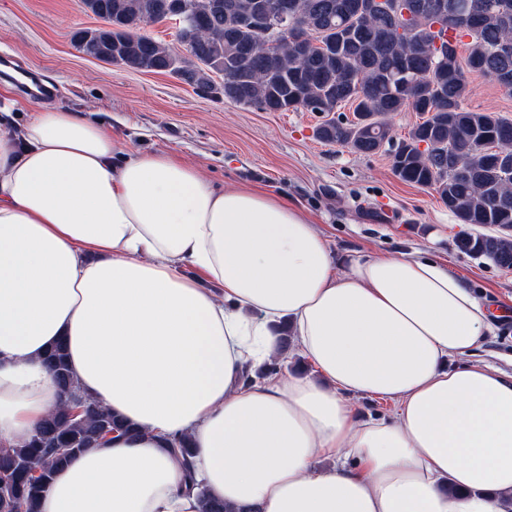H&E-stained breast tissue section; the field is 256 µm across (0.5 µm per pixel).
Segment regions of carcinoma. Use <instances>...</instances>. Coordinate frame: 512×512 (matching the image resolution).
Instances as JSON below:
<instances>
[{
    "instance_id": "obj_1",
    "label": "carcinoma",
    "mask_w": 512,
    "mask_h": 512,
    "mask_svg": "<svg viewBox=\"0 0 512 512\" xmlns=\"http://www.w3.org/2000/svg\"><path fill=\"white\" fill-rule=\"evenodd\" d=\"M293 34L268 33L272 0H82L102 25L79 29L74 42L85 56L147 73L179 76L203 97L222 95L269 112H334L353 107L354 119L324 122L316 136L351 151L376 154L392 143L389 119L411 110L425 116L392 151V170L403 182L431 187L463 224L497 226L499 235H467L462 251L512 268V120L464 107L466 74L490 78L512 91V0H443L470 20L461 31L441 25L432 0H406L411 16L398 24L392 0H288ZM184 4L178 37L182 55L139 33L175 18ZM467 37V53L458 52ZM224 77V83L214 76ZM426 144L420 149V144ZM60 390V403L29 438L0 445V512H39L55 471L133 427L83 397L58 342L43 358ZM199 512H224L193 482Z\"/></svg>"
}]
</instances>
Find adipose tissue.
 <instances>
[{
  "instance_id": "adipose-tissue-1",
  "label": "adipose tissue",
  "mask_w": 512,
  "mask_h": 512,
  "mask_svg": "<svg viewBox=\"0 0 512 512\" xmlns=\"http://www.w3.org/2000/svg\"><path fill=\"white\" fill-rule=\"evenodd\" d=\"M284 320L318 379L246 378L280 358ZM492 323L434 258L333 254L287 199L70 110L0 132V442L58 403L60 339L135 428L59 469L39 512H199L189 474L225 512H507L512 375L471 359ZM184 435L186 464L167 449ZM351 404L355 407L360 416L364 418H371L375 420L388 419L391 417L393 407L390 403L384 400L373 399L363 396H352L350 398Z\"/></svg>"
}]
</instances>
